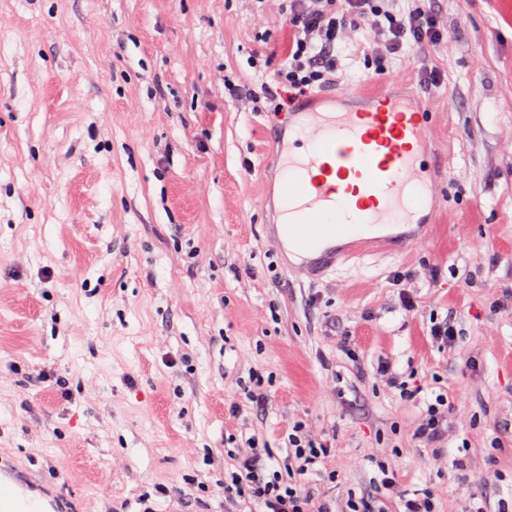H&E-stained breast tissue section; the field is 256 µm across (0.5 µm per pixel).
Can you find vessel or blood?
I'll return each instance as SVG.
<instances>
[{
    "label": "vessel or blood",
    "mask_w": 512,
    "mask_h": 512,
    "mask_svg": "<svg viewBox=\"0 0 512 512\" xmlns=\"http://www.w3.org/2000/svg\"><path fill=\"white\" fill-rule=\"evenodd\" d=\"M368 99L362 107L293 113V137L278 155L284 212L278 244L289 252L329 260L336 242L430 222L428 113L384 90Z\"/></svg>",
    "instance_id": "1"
}]
</instances>
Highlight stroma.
Instances as JSON below:
<instances>
[{
  "instance_id": "35a3bbf8",
  "label": "stroma",
  "mask_w": 512,
  "mask_h": 512,
  "mask_svg": "<svg viewBox=\"0 0 512 512\" xmlns=\"http://www.w3.org/2000/svg\"><path fill=\"white\" fill-rule=\"evenodd\" d=\"M444 32L420 85L412 55L377 77L341 51L314 99L389 88L433 119L437 184L418 244L370 243L336 268L275 247L288 113L255 112L225 79L259 84L292 39L245 0H0V483L49 512H224V448L288 424L332 435L336 499L374 490L452 512L512 498V0H433ZM409 273L415 311L400 302ZM454 320L456 353L429 336ZM393 364L411 401L379 385ZM263 411L245 402L253 370ZM447 390L458 422L436 460L413 429ZM485 472L473 484L471 469Z\"/></svg>"
}]
</instances>
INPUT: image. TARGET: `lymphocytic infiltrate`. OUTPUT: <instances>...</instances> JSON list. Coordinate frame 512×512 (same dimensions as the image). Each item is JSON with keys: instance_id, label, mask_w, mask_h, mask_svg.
<instances>
[{"instance_id": "lymphocytic-infiltrate-1", "label": "lymphocytic infiltrate", "mask_w": 512, "mask_h": 512, "mask_svg": "<svg viewBox=\"0 0 512 512\" xmlns=\"http://www.w3.org/2000/svg\"><path fill=\"white\" fill-rule=\"evenodd\" d=\"M255 14L276 9L294 30L288 58L272 82L253 89L225 82L228 95L247 103L253 111L276 112L281 108L280 88L306 94L332 82L338 68L337 52L348 44L353 32L365 34L357 47L376 65L377 74H386V60L412 50L422 54L438 47L444 31L426 0H408V8L395 10L394 0H248ZM453 407L447 394H437L427 403L415 425L416 439L440 450L448 444V417ZM288 452L277 458L273 449L255 437L242 438L224 451V483L219 493L224 512H390L395 486L389 465L380 464L382 479L369 495L346 499L335 507L332 500L306 489L309 475L326 473L332 444L308 423H289ZM276 468H269V460Z\"/></svg>"}]
</instances>
